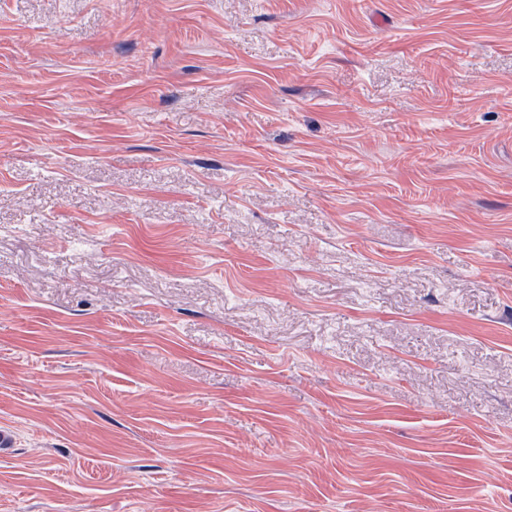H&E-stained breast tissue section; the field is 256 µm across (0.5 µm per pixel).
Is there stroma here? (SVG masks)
I'll list each match as a JSON object with an SVG mask.
<instances>
[{
  "instance_id": "1",
  "label": "stroma",
  "mask_w": 512,
  "mask_h": 512,
  "mask_svg": "<svg viewBox=\"0 0 512 512\" xmlns=\"http://www.w3.org/2000/svg\"><path fill=\"white\" fill-rule=\"evenodd\" d=\"M0 512H512V0H0Z\"/></svg>"
}]
</instances>
